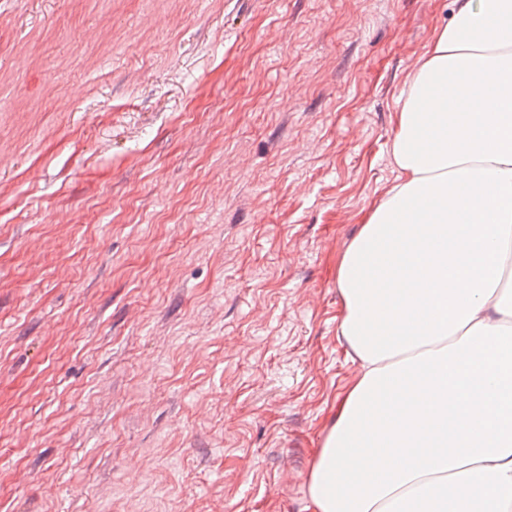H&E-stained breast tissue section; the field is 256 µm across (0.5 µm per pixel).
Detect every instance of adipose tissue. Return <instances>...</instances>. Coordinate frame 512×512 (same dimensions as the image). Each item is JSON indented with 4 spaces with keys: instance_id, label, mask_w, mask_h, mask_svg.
Returning <instances> with one entry per match:
<instances>
[{
    "instance_id": "ef3b65f1",
    "label": "adipose tissue",
    "mask_w": 512,
    "mask_h": 512,
    "mask_svg": "<svg viewBox=\"0 0 512 512\" xmlns=\"http://www.w3.org/2000/svg\"><path fill=\"white\" fill-rule=\"evenodd\" d=\"M396 183L336 262L357 370L312 512H512V0H454L409 74Z\"/></svg>"
}]
</instances>
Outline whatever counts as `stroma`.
Returning a JSON list of instances; mask_svg holds the SVG:
<instances>
[{"instance_id": "35a3bbf8", "label": "stroma", "mask_w": 512, "mask_h": 512, "mask_svg": "<svg viewBox=\"0 0 512 512\" xmlns=\"http://www.w3.org/2000/svg\"><path fill=\"white\" fill-rule=\"evenodd\" d=\"M453 0H0V512H308L336 259Z\"/></svg>"}]
</instances>
